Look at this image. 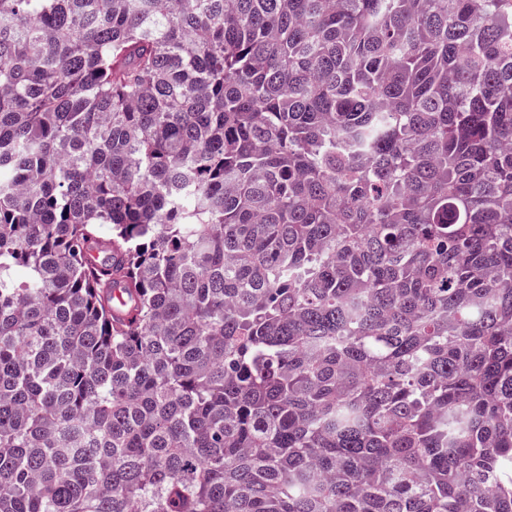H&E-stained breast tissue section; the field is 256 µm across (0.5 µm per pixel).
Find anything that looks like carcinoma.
<instances>
[{"label":"carcinoma","instance_id":"cac0c4a2","mask_svg":"<svg viewBox=\"0 0 512 512\" xmlns=\"http://www.w3.org/2000/svg\"><path fill=\"white\" fill-rule=\"evenodd\" d=\"M0 512H512V0H0Z\"/></svg>","mask_w":512,"mask_h":512}]
</instances>
